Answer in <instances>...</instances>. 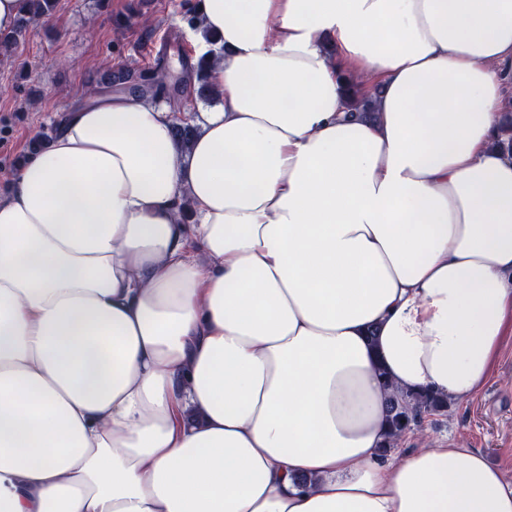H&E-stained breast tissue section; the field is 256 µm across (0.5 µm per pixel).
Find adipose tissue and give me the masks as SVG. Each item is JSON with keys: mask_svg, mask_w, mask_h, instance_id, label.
<instances>
[{"mask_svg": "<svg viewBox=\"0 0 512 512\" xmlns=\"http://www.w3.org/2000/svg\"><path fill=\"white\" fill-rule=\"evenodd\" d=\"M197 11L222 104L92 96L0 196V512H512L383 449L512 335V0Z\"/></svg>", "mask_w": 512, "mask_h": 512, "instance_id": "1", "label": "adipose tissue"}]
</instances>
